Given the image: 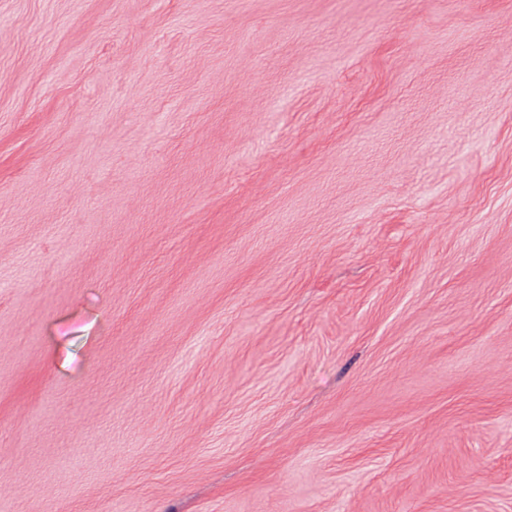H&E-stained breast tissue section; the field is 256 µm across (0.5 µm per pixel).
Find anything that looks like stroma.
I'll return each mask as SVG.
<instances>
[{
	"label": "stroma",
	"mask_w": 512,
	"mask_h": 512,
	"mask_svg": "<svg viewBox=\"0 0 512 512\" xmlns=\"http://www.w3.org/2000/svg\"><path fill=\"white\" fill-rule=\"evenodd\" d=\"M0 512H512V0H0Z\"/></svg>",
	"instance_id": "stroma-1"
}]
</instances>
